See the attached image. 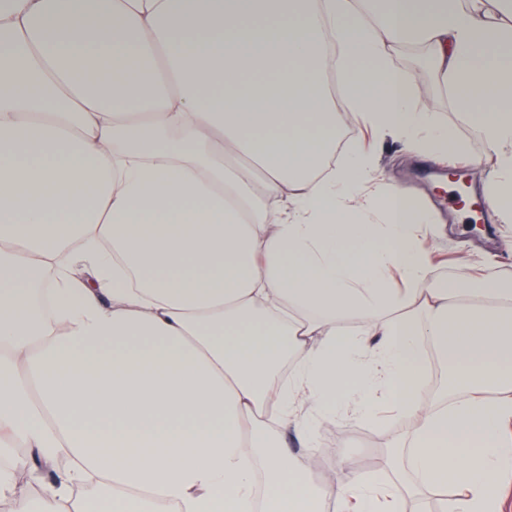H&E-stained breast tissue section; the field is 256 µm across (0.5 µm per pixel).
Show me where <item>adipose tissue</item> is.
<instances>
[{
	"instance_id": "adipose-tissue-1",
	"label": "adipose tissue",
	"mask_w": 512,
	"mask_h": 512,
	"mask_svg": "<svg viewBox=\"0 0 512 512\" xmlns=\"http://www.w3.org/2000/svg\"><path fill=\"white\" fill-rule=\"evenodd\" d=\"M6 0L0 6V453L13 512H403L310 472L335 417L389 400L439 512H504L512 289L431 286L427 212L352 145L329 170L330 51L352 111L460 151L393 47L495 150L512 221V0ZM400 272L406 289L389 288ZM432 344L452 396L413 385ZM290 376H283L284 365ZM357 386L339 398L343 379Z\"/></svg>"
}]
</instances>
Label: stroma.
<instances>
[{
	"mask_svg": "<svg viewBox=\"0 0 512 512\" xmlns=\"http://www.w3.org/2000/svg\"><path fill=\"white\" fill-rule=\"evenodd\" d=\"M394 65L411 76L416 84L415 108L438 113L441 121L451 127L463 141L464 153L445 160H433L401 151L397 144L384 141L378 146L377 175L387 185L410 189L425 208L431 222L427 224V242L432 246L435 267L434 284L452 283L464 274L465 265L477 266L490 279L512 287V223H499L491 209L475 213L474 203L483 201V180L491 168L493 149L485 142L476 123L456 112L449 100L434 96L430 88L433 76L427 56L415 57L406 46L391 52ZM465 169L473 173L475 189L470 205L458 204L454 190L449 189L443 173L448 169ZM497 227L496 244L482 246L471 232L474 220ZM414 425L405 420H371L335 418L323 421L319 436L328 456L322 467L336 480H346L351 473L387 475L385 449L395 439H411Z\"/></svg>",
	"mask_w": 512,
	"mask_h": 512,
	"instance_id": "35a3bbf8",
	"label": "stroma"
}]
</instances>
